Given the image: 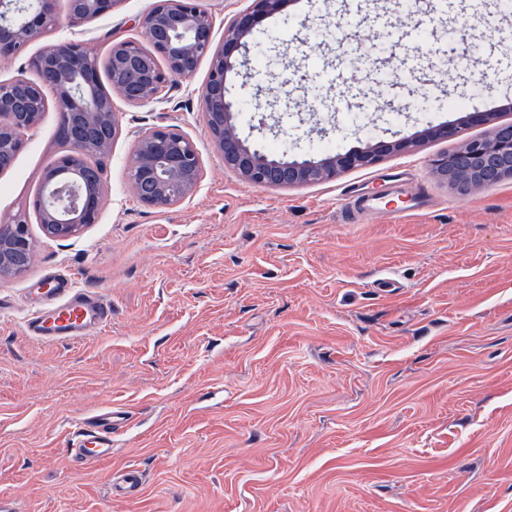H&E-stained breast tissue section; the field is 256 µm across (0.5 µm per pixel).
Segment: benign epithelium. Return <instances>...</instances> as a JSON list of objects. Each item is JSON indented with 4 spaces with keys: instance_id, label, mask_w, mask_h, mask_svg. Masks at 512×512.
Wrapping results in <instances>:
<instances>
[{
    "instance_id": "benign-epithelium-1",
    "label": "benign epithelium",
    "mask_w": 512,
    "mask_h": 512,
    "mask_svg": "<svg viewBox=\"0 0 512 512\" xmlns=\"http://www.w3.org/2000/svg\"><path fill=\"white\" fill-rule=\"evenodd\" d=\"M120 0H68L67 22L82 25L91 16L106 15ZM288 0H252L224 28L214 44L213 21L197 0H156L136 23L143 41L112 45L105 63L85 44L61 39L28 60L36 78L18 75L0 80V172L9 169L25 144L26 134L48 110L46 91L54 94L59 134L66 151L43 172L41 193L34 201L44 234L56 240L78 235L94 223L106 189L99 159L109 153L119 132L112 94L135 105L159 99L172 79L191 75L210 58L209 80L200 101L209 137L242 180L258 185L292 187L327 181L354 167L373 166L382 156L399 152L409 141L374 144L362 150L325 156L317 161L288 160L247 145L233 124L243 101L228 97L227 73L232 58L257 26L284 10ZM59 24L55 0H0V59L25 53L30 43ZM112 71V93H102L100 70ZM512 123L495 125L489 136L474 139L434 161V173L465 192L512 177ZM131 187L144 205L170 209L189 198L204 176L201 155L182 133L159 127L138 139L131 162ZM33 258L25 216L0 220V277L24 272Z\"/></svg>"
}]
</instances>
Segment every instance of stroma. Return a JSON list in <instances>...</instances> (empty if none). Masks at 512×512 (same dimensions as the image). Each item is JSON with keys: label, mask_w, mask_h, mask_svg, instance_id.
Instances as JSON below:
<instances>
[{"label": "stroma", "mask_w": 512, "mask_h": 512, "mask_svg": "<svg viewBox=\"0 0 512 512\" xmlns=\"http://www.w3.org/2000/svg\"><path fill=\"white\" fill-rule=\"evenodd\" d=\"M154 0L50 39L139 38ZM292 0L259 25L227 85L238 96L287 85L275 111L234 115L248 144L289 159L410 140L374 166L312 185L244 182L207 134L199 92L209 59L158 103L113 97L120 132L101 164L107 196L69 240L42 231L33 202L63 153L47 110L0 173V217L25 214L33 260L0 280V494L20 512H512V178L451 190L433 160L447 124L460 141L512 122V54L462 34L508 30L497 0ZM357 24L337 39L345 15ZM492 93L453 102L475 73ZM191 138L205 175L160 210L136 200L129 161L142 132ZM403 214H354L353 194L392 181ZM429 200L414 213L415 194ZM71 277L112 305L102 331L63 347L23 330L45 279ZM128 411L110 460L69 459L76 426ZM142 492L111 500L113 473Z\"/></svg>", "instance_id": "stroma-1"}]
</instances>
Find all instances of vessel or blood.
I'll use <instances>...</instances> for the list:
<instances>
[{
    "label": "vessel or blood",
    "mask_w": 512,
    "mask_h": 512,
    "mask_svg": "<svg viewBox=\"0 0 512 512\" xmlns=\"http://www.w3.org/2000/svg\"><path fill=\"white\" fill-rule=\"evenodd\" d=\"M48 311H33L24 323L27 335L49 344H70L78 338L105 329L112 321V307L98 291L75 287L71 278H50ZM127 414L107 410L95 413L72 439L69 457L83 466L112 457V434L124 426ZM142 482L136 470L127 469L112 477L109 495L131 500L140 495Z\"/></svg>",
    "instance_id": "vessel-or-blood-1"
}]
</instances>
